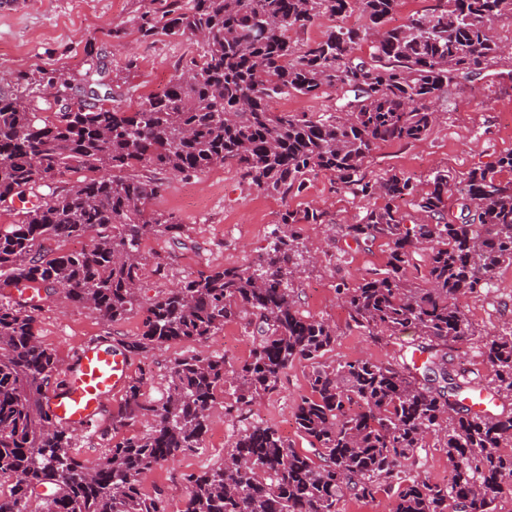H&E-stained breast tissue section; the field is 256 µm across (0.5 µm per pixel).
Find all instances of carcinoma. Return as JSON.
I'll use <instances>...</instances> for the list:
<instances>
[{"label":"carcinoma","instance_id":"obj_1","mask_svg":"<svg viewBox=\"0 0 512 512\" xmlns=\"http://www.w3.org/2000/svg\"><path fill=\"white\" fill-rule=\"evenodd\" d=\"M398 5L175 2L137 17L141 37L188 34L200 53L136 109L100 92L109 68L91 40L89 68L76 82L36 70L19 74L17 92L0 94V208L15 216L0 226V290L35 282L47 300L60 293L118 322L138 306L143 242L183 233L175 216L145 209L167 175L229 162L258 191L285 197L329 173L352 194L383 200L343 225V236L390 244L385 268L336 286L350 320L374 339L409 331L426 355L420 368L403 354L386 363L322 361L336 327L303 315L292 285L308 251L299 225L324 224L326 212L287 209L257 265L184 280L150 303L141 336L121 344L126 358H144L162 345L203 342L245 315L254 336L248 358L232 369L222 355L178 359L159 400L144 397L151 372L141 371L112 414V429L139 419L149 430L89 463L69 452L73 428L44 403L61 364L36 336L38 307L7 297L0 301V478L13 484L0 492V512H27L45 485L54 496L44 512H166L161 498L142 493V478L200 447L218 394L231 396L224 415L241 414L276 391L296 361L312 367L294 417L314 453L293 448L272 425L251 424L224 465L189 476L181 512H339L347 497L386 490L390 512H496L512 491V412L465 407L461 393L474 390L470 370L449 368L448 353L476 336L461 300L512 264V150L461 180L436 171L426 190L403 174L372 179L364 164L382 144L425 137L448 89L501 56L495 30L512 17V0H437L388 28ZM356 9L366 24H343ZM324 17L342 24L318 41L290 40L288 33ZM363 43L365 57L356 54ZM332 88L341 91L336 108L316 119L269 108L278 98H316ZM28 195L36 202L14 208ZM402 201L431 223L407 226L412 212L401 210ZM79 238L89 239L81 251L58 246ZM478 353L493 374L486 390L512 398V325L481 339ZM429 438L454 464L446 484L407 466Z\"/></svg>","mask_w":512,"mask_h":512}]
</instances>
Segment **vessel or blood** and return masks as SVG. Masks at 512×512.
Segmentation results:
<instances>
[{"label":"vessel or blood","instance_id":"b4317fda","mask_svg":"<svg viewBox=\"0 0 512 512\" xmlns=\"http://www.w3.org/2000/svg\"><path fill=\"white\" fill-rule=\"evenodd\" d=\"M128 375L129 361L123 355L86 344L69 366L62 388L48 394L46 407L61 423L90 427L105 399L124 385Z\"/></svg>","mask_w":512,"mask_h":512}]
</instances>
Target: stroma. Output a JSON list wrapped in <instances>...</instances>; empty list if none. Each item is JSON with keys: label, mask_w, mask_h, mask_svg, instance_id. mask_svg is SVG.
Segmentation results:
<instances>
[{"label": "stroma", "mask_w": 512, "mask_h": 512, "mask_svg": "<svg viewBox=\"0 0 512 512\" xmlns=\"http://www.w3.org/2000/svg\"><path fill=\"white\" fill-rule=\"evenodd\" d=\"M169 4L170 0H0V92L11 93L19 73L38 68L55 71L67 80L80 77L86 69V41L91 38L112 58L122 93L120 106H136L141 98L161 92L177 65L196 54L198 44L191 37L141 39L138 15L146 10L162 12ZM116 28L123 31L118 41L112 38ZM129 59L134 62L130 69L125 66ZM511 69L512 55L507 54L472 80L451 87L428 135L409 145H381L365 162L367 175L380 178L396 172L422 185L437 170L460 177L475 167L493 164L501 153L512 149V82L501 77ZM372 205V200L340 189L335 177L327 173L311 178L302 193L283 199L256 191L228 164L190 176H169L163 193L147 209L176 215L184 232L177 241L158 236L143 243L141 297H161L181 281L216 266L234 268L251 262L269 245L282 211L317 207L326 211L329 221L303 227L304 239L318 243L320 249L316 262L305 261L300 266L294 285L297 306L304 315L335 325L336 342L326 353V361L391 360L398 351L412 350L416 336L406 332L373 339L352 325L336 297L338 283H357L388 260L386 240L354 245L341 231L342 225L364 215ZM465 304L480 333H499L504 324L512 322V265H502L491 287L469 296ZM145 317V308L139 307L124 320L106 323L96 312L74 307L57 296L38 311L37 336L66 365L87 343L115 349L120 342L137 338ZM250 349L245 322L238 319L205 342L173 343L152 350L145 360H131V374L139 376L142 366H150L153 378L145 392L157 399L165 391L177 358L219 354L237 363L248 357ZM309 371V363H294L283 374L278 390L240 417H225L223 402H216L201 447L157 466L142 479L143 493L161 496L167 512H181L189 475L221 466L240 430L253 422L275 425L294 448L310 451L294 419L295 405L308 391ZM121 401L118 394L108 398L96 425L77 430L74 451L79 457L97 460L121 438L144 432V424L135 420L113 430L111 417Z\"/></svg>", "instance_id": "obj_1"}]
</instances>
